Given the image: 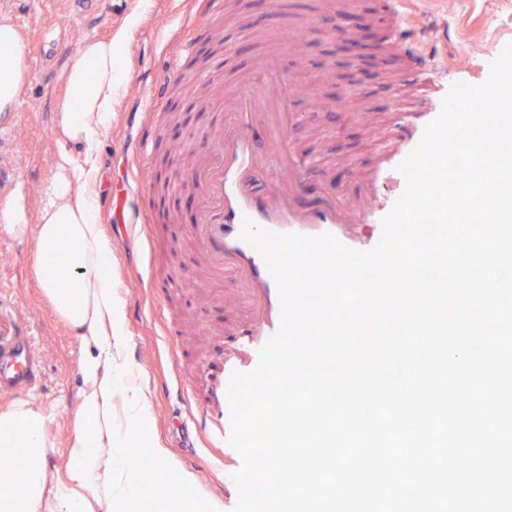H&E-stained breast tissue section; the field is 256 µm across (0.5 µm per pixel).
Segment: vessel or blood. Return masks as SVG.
I'll use <instances>...</instances> for the list:
<instances>
[{"instance_id":"1","label":"vessel or blood","mask_w":512,"mask_h":512,"mask_svg":"<svg viewBox=\"0 0 512 512\" xmlns=\"http://www.w3.org/2000/svg\"><path fill=\"white\" fill-rule=\"evenodd\" d=\"M403 0H387L388 34L407 74L432 91L439 87L438 61L425 56L406 36L407 24L400 6ZM224 11V0H193L192 33L175 42V58L168 78L155 81L153 104H161L169 80L185 78L182 61L197 47V30L211 16ZM258 76L242 87L233 104L224 111V137L216 148L214 162L189 168L201 204L197 211L195 247L203 253L214 277L231 285L243 311V324L235 329L236 347L223 359H210L208 394L197 400L191 386L183 395L195 408L192 423L197 436L216 440V453L224 459V504L235 508L239 491L234 480L242 457L228 444L231 409L227 387L233 373L249 372L258 364L260 352L278 333L281 304L277 284L265 259L242 236L245 222H253L269 233L295 234L307 239L325 235L354 250H368L379 242L383 222L405 189L401 165L421 141L426 127L438 118L434 112H401L394 132L378 150L370 171L362 172L355 189L317 208L300 205L308 180L319 174L321 163L291 145L289 134L300 115L292 109L293 92L283 77L277 55L257 64ZM17 115L0 113V197L6 198L17 185L16 171L6 146L11 145ZM264 128L269 142L265 156H258L253 139L256 128ZM276 167L281 175L280 192L257 190L264 165ZM42 383V365L32 351L26 324L15 326L14 335L0 339V394H28Z\"/></svg>"}]
</instances>
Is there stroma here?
Instances as JSON below:
<instances>
[{"instance_id": "35a3bbf8", "label": "stroma", "mask_w": 512, "mask_h": 512, "mask_svg": "<svg viewBox=\"0 0 512 512\" xmlns=\"http://www.w3.org/2000/svg\"><path fill=\"white\" fill-rule=\"evenodd\" d=\"M270 2L224 0L223 14L201 29L199 48L184 60V67L206 72L223 65V88L232 93L248 79L249 59L279 48L276 34L259 24ZM355 2V14L364 19L371 36L359 68L371 79L356 80L342 102L337 99L343 84L342 48L353 39L327 28L335 4L285 0L283 8V23L307 33L302 46L282 50L285 73L291 81L311 87L322 100L316 109L308 96L293 97L294 109L302 114L294 143L322 161V175L309 181L302 196L310 205L322 202L328 193L352 190L353 172L368 167L381 136L390 130V97L408 81L397 57L383 44L382 32L388 27L384 0ZM17 10L14 21L26 45L29 76L18 95L21 116L10 152L21 187L16 201L28 225L13 232L0 225V329L17 319L26 320L33 329L44 379L42 389L30 400L49 416L55 443L49 466L55 470L65 462L81 388V348L34 275L31 258L36 241L31 226L43 206L45 181L62 147L56 115L66 91L67 70L83 42L121 29L130 50L122 66L124 82L112 109V125L98 148L96 191L98 196L112 198V222L107 227L114 252L112 271L125 302L130 356L149 395L153 434L177 465L173 471L161 466L148 469L139 483L147 494L161 487L171 491L177 471L194 473L197 487L186 492V499L194 502L198 512H223V460L200 440L193 449H183L172 432L170 415L181 405L183 385L203 388L204 364L216 348L232 344L226 325L239 320L241 312L231 287L209 279L205 259L194 247V194L175 181L165 203H158L153 193H141L147 179L127 163L142 139V114L150 105L148 87L169 71V43L185 28L188 0H22ZM440 11L448 18L451 38L447 55L440 58L446 70L444 85H483L491 63L512 44V0H411L410 30L426 25ZM196 88L189 79L170 87L160 108L163 138L150 140L147 149L150 168L158 166L161 142L182 146L179 164L184 167L199 149L200 134L217 131L210 114L183 109ZM142 209L152 216L147 236L138 235L135 228ZM164 282L170 285L168 291H151V284Z\"/></svg>"}]
</instances>
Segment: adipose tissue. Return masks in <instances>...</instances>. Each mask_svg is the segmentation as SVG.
I'll return each instance as SVG.
<instances>
[{
	"label": "adipose tissue",
	"mask_w": 512,
	"mask_h": 512,
	"mask_svg": "<svg viewBox=\"0 0 512 512\" xmlns=\"http://www.w3.org/2000/svg\"><path fill=\"white\" fill-rule=\"evenodd\" d=\"M0 108L9 109L24 80L25 44L0 22ZM128 53L117 32L82 45L67 71L59 106V152L34 226L32 265L45 296L81 347V389L62 470L48 467L54 449L48 417L21 401L0 411V447L11 452L0 473V512H152L137 481L145 468L169 463L167 448L151 437L147 394L130 356L125 305L112 274V239L98 218L97 149L112 124ZM146 442V452L135 451Z\"/></svg>",
	"instance_id": "obj_1"
}]
</instances>
